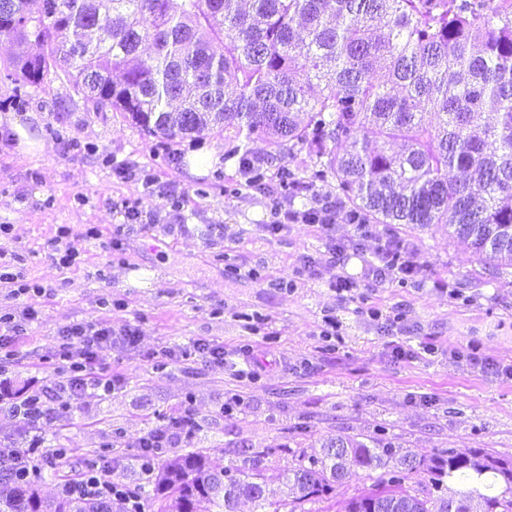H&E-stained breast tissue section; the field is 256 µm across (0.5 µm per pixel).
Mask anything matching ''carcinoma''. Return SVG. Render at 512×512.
I'll list each match as a JSON object with an SVG mask.
<instances>
[{
	"label": "carcinoma",
	"mask_w": 512,
	"mask_h": 512,
	"mask_svg": "<svg viewBox=\"0 0 512 512\" xmlns=\"http://www.w3.org/2000/svg\"><path fill=\"white\" fill-rule=\"evenodd\" d=\"M0 59L24 88L64 80L89 112L120 113L171 146L224 134L227 155L264 188L242 140L284 159L304 148L307 179L283 164L277 190L329 178L353 224H446L501 278L512 269V0H0ZM153 53L144 56L142 43ZM457 175L448 179V171ZM369 488L339 512H512V460L482 448L431 456L383 436L338 435L277 475L253 458L221 466L191 451L123 500L42 498V478L0 484V512H305L351 471ZM423 479L414 481V476Z\"/></svg>",
	"instance_id": "obj_1"
}]
</instances>
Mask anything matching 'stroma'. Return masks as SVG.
Listing matches in <instances>:
<instances>
[{
	"label": "stroma",
	"instance_id": "1",
	"mask_svg": "<svg viewBox=\"0 0 512 512\" xmlns=\"http://www.w3.org/2000/svg\"><path fill=\"white\" fill-rule=\"evenodd\" d=\"M14 95L0 80V115L38 123L47 149L19 158L14 133L0 125V224L11 227L0 250L22 255L35 285L18 297L0 288V314L23 306L38 313L0 380L16 400L64 380L51 356L68 323L140 332L134 348L100 355L102 373L118 379L115 390L86 393L44 422L46 446L70 454L64 464L41 462L43 495H57L61 476L106 445L107 479L143 485L133 444L186 404L200 426L193 449L224 465L263 456L271 476L337 435L379 431L423 455L483 448L512 458V377L504 372L512 366V284L494 278L447 226L410 232L415 279L379 283L366 277L363 260L374 241L364 242L363 256L333 265L313 225L270 235L276 195L248 187L236 160L189 176L190 157L224 147L223 135L206 133L194 149L181 144L179 162L167 164L155 137L120 113L85 111L65 82L30 88L20 107ZM129 162L137 176L123 174ZM171 182L184 193L177 207L158 189ZM229 184L237 194L225 195ZM126 201L153 227L126 229ZM177 217L186 232H164ZM90 224L101 238L85 237ZM62 226L78 252L68 268L57 263ZM114 236L121 247L112 252L105 243ZM341 275L354 283L344 299L335 289ZM442 280L447 291L435 290ZM373 309L380 319L370 317ZM197 339L228 350L255 346L269 361L249 381L213 362L162 355ZM397 344L410 356L396 357ZM426 344L435 353H424ZM231 392L242 403L227 413Z\"/></svg>",
	"mask_w": 512,
	"mask_h": 512
}]
</instances>
